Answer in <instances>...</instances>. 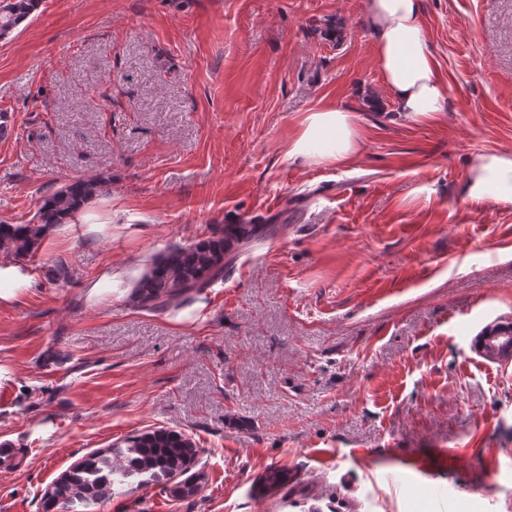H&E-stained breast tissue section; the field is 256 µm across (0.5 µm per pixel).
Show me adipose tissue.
I'll return each instance as SVG.
<instances>
[{"label":"adipose tissue","mask_w":512,"mask_h":512,"mask_svg":"<svg viewBox=\"0 0 512 512\" xmlns=\"http://www.w3.org/2000/svg\"><path fill=\"white\" fill-rule=\"evenodd\" d=\"M364 20L399 115L421 121L443 112L446 88L424 33L421 0H365ZM358 151V129L350 111L319 106L305 116L288 156L312 165H345ZM464 191L472 202L512 206V151L477 155L466 171Z\"/></svg>","instance_id":"adipose-tissue-1"}]
</instances>
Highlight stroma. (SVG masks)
Instances as JSON below:
<instances>
[{"label": "stroma", "mask_w": 512, "mask_h": 512, "mask_svg": "<svg viewBox=\"0 0 512 512\" xmlns=\"http://www.w3.org/2000/svg\"><path fill=\"white\" fill-rule=\"evenodd\" d=\"M422 12L447 98L420 122L382 91L363 0H41L0 39V223L97 175L112 219L40 247L0 306V512L160 428L195 442V492L103 512H512V356L478 348L512 324V207L463 193L512 150V0ZM319 105L356 116L353 164L289 159ZM277 217L191 303L131 301L170 246Z\"/></svg>", "instance_id": "stroma-1"}]
</instances>
